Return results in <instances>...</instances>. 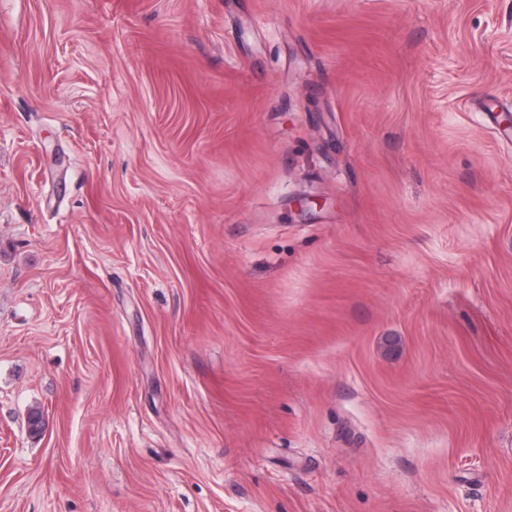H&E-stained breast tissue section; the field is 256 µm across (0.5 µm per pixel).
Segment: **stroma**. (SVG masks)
Wrapping results in <instances>:
<instances>
[{"label":"stroma","mask_w":512,"mask_h":512,"mask_svg":"<svg viewBox=\"0 0 512 512\" xmlns=\"http://www.w3.org/2000/svg\"><path fill=\"white\" fill-rule=\"evenodd\" d=\"M509 113L512 0H0V512H512Z\"/></svg>","instance_id":"stroma-1"}]
</instances>
